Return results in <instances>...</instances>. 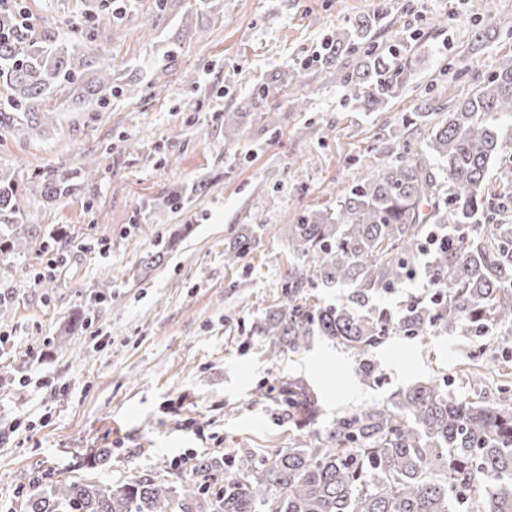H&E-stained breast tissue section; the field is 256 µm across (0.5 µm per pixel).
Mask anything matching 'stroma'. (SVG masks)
I'll use <instances>...</instances> for the list:
<instances>
[{
  "instance_id": "35a3bbf8",
  "label": "stroma",
  "mask_w": 512,
  "mask_h": 512,
  "mask_svg": "<svg viewBox=\"0 0 512 512\" xmlns=\"http://www.w3.org/2000/svg\"><path fill=\"white\" fill-rule=\"evenodd\" d=\"M100 4L22 0L37 36L88 26L114 92L105 110L54 94L44 133L0 131V171L22 175L23 221L43 231L0 254V512H23L38 479L112 485L185 455L287 447L292 428L257 389L290 375L317 393L323 426L433 375L473 395L458 364L477 348L500 358L488 339L390 337L368 385L350 351L323 337L270 362L255 326L293 260L281 225L335 212L355 159L385 153L401 116L487 79L512 54V0L490 15L482 0H127L118 21ZM375 16L377 42L410 37L414 58L401 96L364 112L322 57ZM484 27L495 40L472 46ZM228 112L243 113V138L225 131ZM88 162L95 178L83 176ZM56 177L70 190L46 199ZM180 190L184 201L168 204ZM251 224L256 249L225 266V247ZM159 250L161 265L145 268ZM52 259L45 290L36 277ZM100 448L112 462L91 467Z\"/></svg>"
}]
</instances>
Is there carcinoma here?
Returning <instances> with one entry per match:
<instances>
[{
	"label": "carcinoma",
	"instance_id": "cac0c4a2",
	"mask_svg": "<svg viewBox=\"0 0 512 512\" xmlns=\"http://www.w3.org/2000/svg\"><path fill=\"white\" fill-rule=\"evenodd\" d=\"M19 8L0 7V130L40 135L55 122L46 98L82 90L91 105L112 99V72L100 56L82 53L79 39H37L18 22ZM376 22L365 19L330 42L326 66L362 51L353 72L358 109L397 98L411 71L412 44L380 45ZM100 75L83 82L86 68ZM442 107L426 99L406 128L427 131L425 151L395 152L379 168L361 172L336 214L308 213L279 233L297 261L288 267L281 302L256 325L269 360L300 352L315 336L351 350L362 379L375 382L382 367L373 351L391 336L438 331L465 339L512 338V171L498 187L489 180L499 160V122L512 119V55L470 95ZM24 207L13 176L0 173V253L27 249L37 229L23 224ZM255 244L241 233L224 251L236 265ZM423 276L431 292L397 312L374 303ZM348 287L343 303H310L317 287ZM507 361L481 350L463 363L480 388L458 400L437 376L394 392L382 405L344 412L322 429L318 395L305 380L278 383L288 424L287 448H234L196 461L181 489L156 473L126 483H55L30 493L25 512H512V390Z\"/></svg>",
	"mask_w": 512,
	"mask_h": 512
}]
</instances>
